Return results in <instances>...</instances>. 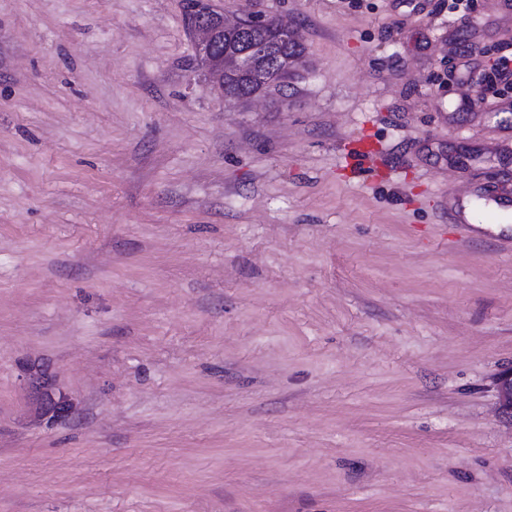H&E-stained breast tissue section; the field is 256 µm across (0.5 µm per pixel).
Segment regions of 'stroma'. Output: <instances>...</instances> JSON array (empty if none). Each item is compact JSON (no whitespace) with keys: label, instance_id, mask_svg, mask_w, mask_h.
<instances>
[{"label":"stroma","instance_id":"obj_1","mask_svg":"<svg viewBox=\"0 0 512 512\" xmlns=\"http://www.w3.org/2000/svg\"><path fill=\"white\" fill-rule=\"evenodd\" d=\"M212 5L286 84L224 100L184 0H0V512H512V224L443 209L512 186L493 91L395 0ZM268 26L250 31L224 30L215 37L217 52L198 65L217 84L216 74L221 70L224 53V67L230 71L229 89L231 96L225 98L246 101L254 92L262 90L270 82L288 77L301 57L300 45L291 38L287 22L276 17L259 16ZM279 25L288 34L274 24ZM270 51V52H269ZM247 53L252 60L251 68L244 72L233 71V58L229 55ZM222 54V55H221ZM277 64L271 71L270 57ZM472 202L468 203L464 198L448 197V221L451 224H460V227L468 232L470 230V213ZM495 388L499 411L512 417V368L499 374Z\"/></svg>","mask_w":512,"mask_h":512}]
</instances>
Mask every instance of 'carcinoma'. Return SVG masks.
Listing matches in <instances>:
<instances>
[{
  "mask_svg": "<svg viewBox=\"0 0 512 512\" xmlns=\"http://www.w3.org/2000/svg\"><path fill=\"white\" fill-rule=\"evenodd\" d=\"M215 44L216 54L200 68L212 79L222 67L230 71L231 98L242 102L267 84L288 77L301 57L300 45L272 23L250 31L220 32Z\"/></svg>",
  "mask_w": 512,
  "mask_h": 512,
  "instance_id": "obj_1",
  "label": "carcinoma"
}]
</instances>
